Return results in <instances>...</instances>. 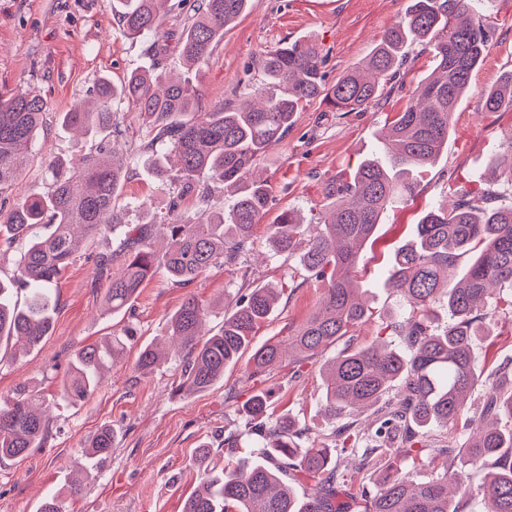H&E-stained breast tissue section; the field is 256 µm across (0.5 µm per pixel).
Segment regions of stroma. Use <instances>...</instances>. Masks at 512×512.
I'll return each mask as SVG.
<instances>
[{
	"label": "stroma",
	"mask_w": 512,
	"mask_h": 512,
	"mask_svg": "<svg viewBox=\"0 0 512 512\" xmlns=\"http://www.w3.org/2000/svg\"><path fill=\"white\" fill-rule=\"evenodd\" d=\"M407 4L408 0H250L197 77L203 102L210 105L244 92L258 77L253 64L259 53L288 41L315 46L326 58V84H335L369 56ZM474 8L493 31V42L470 93L461 100L447 149L420 178L414 200L387 211L375 241L362 251L358 281L372 316L358 328L354 345L377 340L382 324L401 311L400 296L388 285L386 270L423 212L448 203L456 188L492 186L500 203L512 204V186L490 180L491 160L512 136V110L486 112L480 100L484 89L512 71V0L491 5L476 0ZM166 44L167 51L159 54L150 40L122 37L110 0H0V89L41 96L48 112L22 170L9 188L0 191V204L47 190L49 161L69 160L75 151V133L60 125L58 115L87 97L101 76L118 85L131 72L158 65L170 74L184 75L174 39ZM432 66L430 53L413 46L379 104L342 115L328 111L317 99L298 112L288 136L257 166L271 198L264 223H273L288 209L304 221L315 220L326 202V185L349 179L364 158L381 153L378 137L386 119L405 106ZM171 195L169 187L138 163L131 166L116 204L135 224L148 212L164 215ZM249 265L244 274L211 270L187 289L156 273L131 309L112 314L104 306L106 278L93 261L78 258L58 285L49 336L29 352L8 351L0 357V396L21 387L43 392L53 426L46 447L33 449L24 459L0 463V512H37L42 499L53 493L61 496L62 512H182L203 471L231 462L224 445L227 433L238 434L239 453H248L255 436L244 405L262 389L270 394L273 414L289 417L301 429V447H340L333 422L323 411L317 364L303 365L297 376L285 365L254 381L240 363L229 367L209 390L190 395L175 390L180 356H169L147 373L135 371L140 349L162 341L186 294L209 303L204 330L211 334L223 325L224 313L232 307L229 297L239 288L268 283L280 287L276 311L253 338L257 345L286 335L289 325L301 323L315 310L318 282L295 260L271 255L265 239L257 240ZM484 314L473 352L478 369L488 375L512 358V317L493 304ZM127 332L133 333V342L91 398L76 402L60 395L59 383L78 348ZM106 425L114 432L111 456L88 458L86 445ZM203 444L211 449L206 460L199 453ZM75 481L86 484L83 496L69 494Z\"/></svg>",
	"instance_id": "obj_1"
}]
</instances>
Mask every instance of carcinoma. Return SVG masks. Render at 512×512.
<instances>
[{
	"label": "carcinoma",
	"instance_id": "cac0c4a2",
	"mask_svg": "<svg viewBox=\"0 0 512 512\" xmlns=\"http://www.w3.org/2000/svg\"><path fill=\"white\" fill-rule=\"evenodd\" d=\"M113 0L119 31L132 39L166 35L164 18L174 15L181 28L176 48L184 65L207 62L224 30L246 10L249 0ZM189 12H184V7ZM492 34L477 17L471 0H411L403 16L384 31L372 48L366 68L354 67L328 88L326 59L307 43L286 42L261 53V81L246 99L214 104L199 111L202 90L190 79L171 80L156 68L132 74L116 86L102 77L92 97L62 113L61 123L93 134L96 142L81 153L80 165L61 160L48 164L47 192L0 206V247L18 248L12 282H0V343L15 340L38 347L51 329L58 282L86 243V259L108 269V309L131 308L143 283L162 270L182 288L213 268L240 270L258 238L259 222L268 209L267 182L252 178L254 166L279 143L295 123L296 113L321 98L333 112H361L374 104L394 80L415 44L432 53L434 70L421 81L403 111L385 122L379 138L382 155L361 163L350 179L325 188L326 215L316 228L291 210L264 227L275 255L295 256L321 283L316 310L288 335L260 346L257 330L270 319L280 293L269 285L239 295L224 324L210 336L200 327L208 305L187 296L172 315L168 338L184 351L179 389L188 394L209 390L224 370L248 355L249 377L261 379L288 362H312L371 316L359 291L356 273L360 253L373 238L387 209L413 200L418 174L448 147L455 114L472 86L474 72L487 55ZM487 112L512 106V71L481 93ZM138 114L144 143L160 180L177 191L160 221L130 224L116 209L118 191L129 165L116 158L122 132L118 105ZM41 97L26 91L0 92V189L18 174L44 122ZM494 173L512 183V144L493 159ZM235 189L233 202L215 210L219 186ZM194 199L195 220L182 219L181 200ZM450 208L426 211L412 238L396 249L387 280L403 300V312L388 324L403 347L384 340L369 346H347L321 368L323 409L339 420L335 434L353 457L350 464L332 457L329 448L296 444L298 430L288 417L269 412V394L257 393L247 415L255 421V456L244 457L216 474L207 473L187 497L182 512H461L474 495L490 504L486 512H512V385L482 379L473 341L480 330L487 299L508 289L499 309L512 315V205L495 204V194L457 189ZM162 234L167 248L158 252ZM110 240L112 252L99 250ZM303 251H298L300 241ZM471 264L458 281L448 271L463 257ZM24 292L17 306L10 291ZM447 302L448 324L437 323L436 306ZM119 336H108L79 348L62 391L85 400L100 386L102 374L123 350ZM161 356L152 344L141 348L135 369H153ZM486 390V409L464 418L468 398ZM46 400L26 388L0 399V460L26 457L52 437V425L38 406ZM463 423L456 436H445L438 448L425 438ZM114 443L112 428L100 429L86 454L107 458ZM380 468L377 488L361 500L342 499L348 472ZM431 469L421 480L417 471ZM486 471L472 486L469 472ZM311 486L298 496L285 475Z\"/></svg>",
	"mask_w": 512,
	"mask_h": 512
}]
</instances>
